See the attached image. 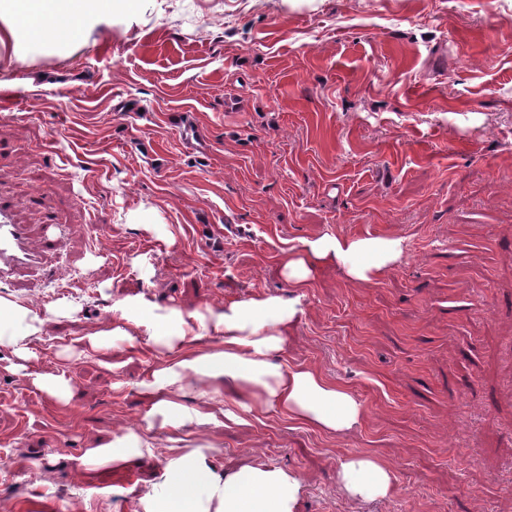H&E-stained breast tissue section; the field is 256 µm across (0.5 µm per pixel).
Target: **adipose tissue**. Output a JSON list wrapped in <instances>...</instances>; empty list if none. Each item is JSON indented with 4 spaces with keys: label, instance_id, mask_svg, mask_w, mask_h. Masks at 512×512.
Segmentation results:
<instances>
[{
    "label": "adipose tissue",
    "instance_id": "adipose-tissue-1",
    "mask_svg": "<svg viewBox=\"0 0 512 512\" xmlns=\"http://www.w3.org/2000/svg\"><path fill=\"white\" fill-rule=\"evenodd\" d=\"M129 4L130 0H32L25 9L20 0H0V44L12 47L14 55L24 54L19 20L25 15L40 21L42 40L50 44L57 40L59 17L81 25ZM405 251L399 238L325 233L289 249L280 260V272L297 290L326 268L341 270L349 282L372 285L402 261ZM301 312L300 297L259 293L225 300L219 309H175L159 316L147 343L158 350L160 360L141 384L152 402L151 415L173 429L208 422V415L182 403L185 391L192 390L239 426L276 414L326 435L359 427L365 413L353 390L311 366L284 360L288 331ZM42 325L29 308L0 297V345L10 347L17 359L31 357ZM209 334L216 336V345L201 346ZM150 448L148 436L131 433L118 443L88 449L81 464L92 472ZM208 456V449L201 446L170 447L163 481L141 498L142 512H294L300 490L296 474L248 465L225 476L209 466ZM336 485L348 498L369 502L393 495L397 476L379 458L357 455L341 462Z\"/></svg>",
    "mask_w": 512,
    "mask_h": 512
}]
</instances>
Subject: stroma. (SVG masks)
Returning a JSON list of instances; mask_svg holds the SVG:
<instances>
[{"mask_svg":"<svg viewBox=\"0 0 512 512\" xmlns=\"http://www.w3.org/2000/svg\"><path fill=\"white\" fill-rule=\"evenodd\" d=\"M458 1L133 0L10 58L0 205L42 260L0 297L44 325L26 370L0 345V512H142L174 433L221 474L297 473L295 512H512V0ZM186 114L206 153L183 148ZM367 232L406 239L402 262L373 285L321 271L285 347L355 391L359 428L161 427L140 387L155 313L288 295L289 248ZM126 309L139 346L83 351ZM133 432L152 455L86 481L84 451ZM361 454L397 493L337 491ZM31 376L36 388L53 395L60 402H66L70 387L63 377L41 373H32Z\"/></svg>","mask_w":512,"mask_h":512,"instance_id":"1","label":"stroma"}]
</instances>
